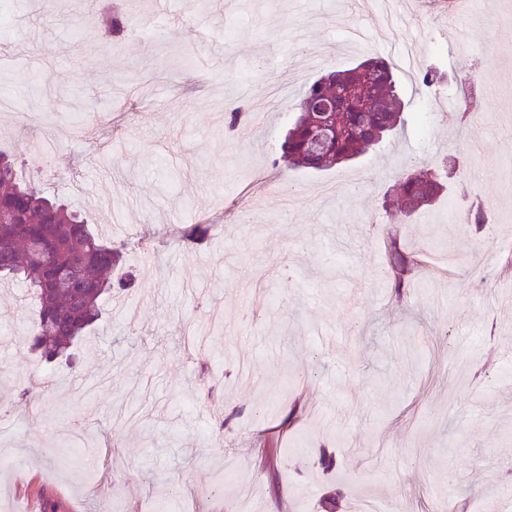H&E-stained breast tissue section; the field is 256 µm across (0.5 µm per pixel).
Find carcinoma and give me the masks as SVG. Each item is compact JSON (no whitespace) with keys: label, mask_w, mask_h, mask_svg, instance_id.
I'll return each instance as SVG.
<instances>
[{"label":"carcinoma","mask_w":512,"mask_h":512,"mask_svg":"<svg viewBox=\"0 0 512 512\" xmlns=\"http://www.w3.org/2000/svg\"><path fill=\"white\" fill-rule=\"evenodd\" d=\"M111 47H116L128 30V17L114 10L108 18ZM371 69L376 82L366 89L372 111H361L357 99L342 103L336 115L338 134L318 151L310 137L320 113L308 110L312 100L330 96L338 82L361 81L362 70ZM394 63L380 56L367 58L349 69L329 71L304 87L297 115L281 145L288 167L327 170L344 164L382 142L401 122V102L395 94ZM443 190L438 177L417 166L403 167L390 204L410 215L432 205ZM0 279L23 283L30 288L35 315L28 344L51 363L68 355L85 331L101 317L103 300L115 290L132 286V278L112 280V269L121 252L112 242H103L90 230L85 217L51 201L30 183L18 180L14 160L0 152ZM31 239L41 241L40 257L28 248ZM415 264L413 257L394 248L390 268L394 290H404L401 275Z\"/></svg>","instance_id":"obj_1"}]
</instances>
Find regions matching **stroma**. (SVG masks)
Masks as SVG:
<instances>
[{
	"label": "stroma",
	"instance_id": "35a3bbf8",
	"mask_svg": "<svg viewBox=\"0 0 512 512\" xmlns=\"http://www.w3.org/2000/svg\"><path fill=\"white\" fill-rule=\"evenodd\" d=\"M159 16L151 38L105 46L98 18ZM422 69L396 71L402 126L352 164H278L302 87L405 43L356 0H13L0 28V150L47 195L111 219L121 298L49 364L25 341L27 288H0V512H512V0L457 19L416 0ZM223 57L208 68L210 55ZM494 81L460 98L477 64ZM154 99L143 125L128 96ZM264 107L259 131L224 127L225 104ZM64 122L46 126L44 103ZM53 142L43 166L30 146ZM448 193L427 212L385 206L406 162ZM491 205L482 229L460 222ZM189 224L210 228L191 244ZM422 263L396 297L388 250ZM154 261L143 265L144 250ZM220 304L197 375L184 327ZM39 384L21 397L19 381ZM229 420L223 441L215 421ZM336 469L315 464L320 447Z\"/></svg>",
	"mask_w": 512,
	"mask_h": 512
}]
</instances>
